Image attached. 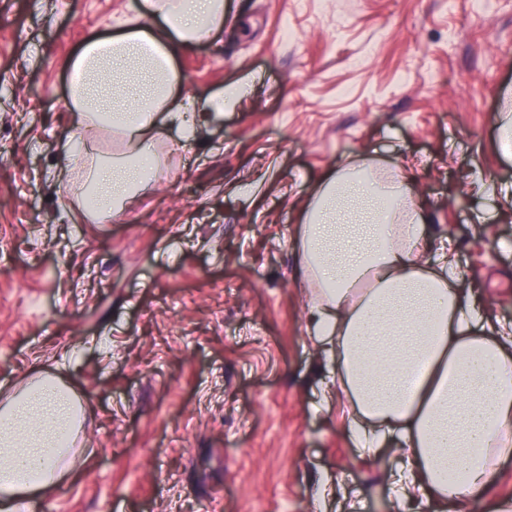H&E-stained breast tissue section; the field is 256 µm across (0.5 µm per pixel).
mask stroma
Wrapping results in <instances>:
<instances>
[{"instance_id":"obj_1","label":"stroma","mask_w":512,"mask_h":512,"mask_svg":"<svg viewBox=\"0 0 512 512\" xmlns=\"http://www.w3.org/2000/svg\"><path fill=\"white\" fill-rule=\"evenodd\" d=\"M175 66L206 112L157 187L91 224L67 196L68 62L131 0H0V386L61 377L87 413L37 512H400L310 336L299 214L358 157L412 160L440 257L512 322V0H226ZM499 136L497 150L503 158H512V113L501 112L499 114Z\"/></svg>"}]
</instances>
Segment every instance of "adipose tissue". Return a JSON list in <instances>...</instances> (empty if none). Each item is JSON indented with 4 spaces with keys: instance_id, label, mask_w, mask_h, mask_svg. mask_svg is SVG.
Returning <instances> with one entry per match:
<instances>
[{
    "instance_id": "ef3b65f1",
    "label": "adipose tissue",
    "mask_w": 512,
    "mask_h": 512,
    "mask_svg": "<svg viewBox=\"0 0 512 512\" xmlns=\"http://www.w3.org/2000/svg\"><path fill=\"white\" fill-rule=\"evenodd\" d=\"M225 0H137L143 23L90 37L70 62L72 169L83 214L122 210L162 174H144L157 137L187 142L197 104L181 96L174 58L224 26ZM113 142V157L96 143ZM308 330L329 342L332 384L348 403L361 455L388 437L405 459L392 488L403 512H455L490 490L496 459L512 455V324L479 331L481 307L457 279L456 253L430 266L426 216L407 167L376 175L347 163L330 172L300 214ZM75 391L43 375L0 397V512H34L73 468L82 420Z\"/></svg>"
}]
</instances>
